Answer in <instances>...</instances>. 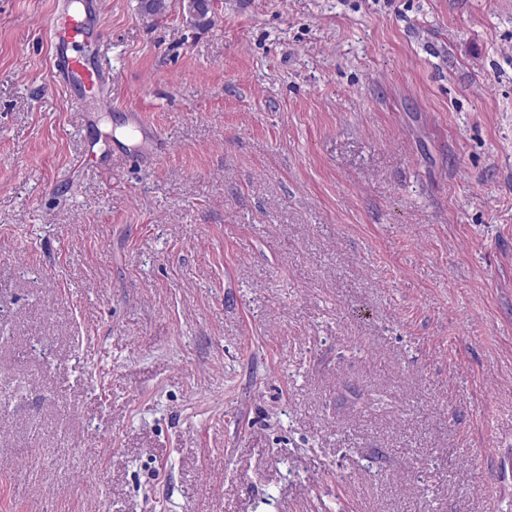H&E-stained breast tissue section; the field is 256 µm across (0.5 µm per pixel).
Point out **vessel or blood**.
Here are the masks:
<instances>
[{"instance_id":"b4317fda","label":"vessel or blood","mask_w":512,"mask_h":512,"mask_svg":"<svg viewBox=\"0 0 512 512\" xmlns=\"http://www.w3.org/2000/svg\"><path fill=\"white\" fill-rule=\"evenodd\" d=\"M100 0H63L48 22V45L57 81L85 97L90 111L108 108L101 90L109 73L87 48L99 34Z\"/></svg>"}]
</instances>
